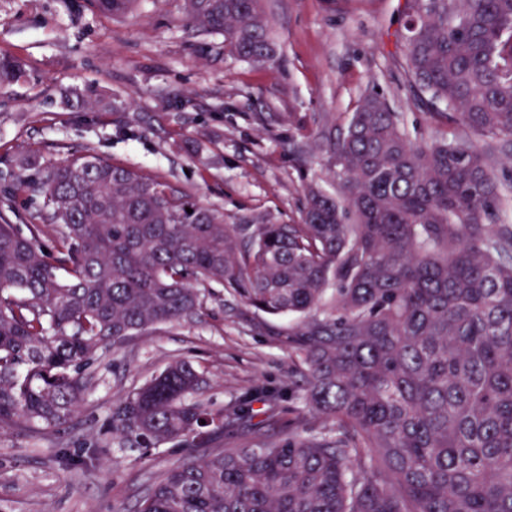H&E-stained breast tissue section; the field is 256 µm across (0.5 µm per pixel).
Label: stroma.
<instances>
[{
	"label": "stroma",
	"mask_w": 512,
	"mask_h": 512,
	"mask_svg": "<svg viewBox=\"0 0 512 512\" xmlns=\"http://www.w3.org/2000/svg\"><path fill=\"white\" fill-rule=\"evenodd\" d=\"M266 5L278 54L258 67L188 27L183 0H141L122 17L67 0H0V51L25 64L0 96V170L30 152L44 164L89 152L171 183L222 210L225 223L297 224L305 185L334 190L317 131L343 127L363 97L384 96L425 136L453 134L408 82L406 0ZM297 142L313 146L301 162ZM287 331V319L260 318L216 289L205 291L194 320L109 349L69 428L42 440L0 432V512H135L158 474L186 453L114 443L113 399L175 359L204 372L199 397L215 410L252 388L287 386L297 371L281 344ZM85 442L97 447L98 463L63 469L58 450Z\"/></svg>",
	"instance_id": "35a3bbf8"
}]
</instances>
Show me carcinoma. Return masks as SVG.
Instances as JSON below:
<instances>
[{
  "mask_svg": "<svg viewBox=\"0 0 512 512\" xmlns=\"http://www.w3.org/2000/svg\"><path fill=\"white\" fill-rule=\"evenodd\" d=\"M84 2L109 16L137 5ZM184 12L228 53L274 63L265 0H184ZM404 30L411 86L474 139L413 135L368 95L340 134L319 131L341 196L308 188L300 224L229 225L169 182L93 155L11 161L0 429L62 428L100 350L197 317L200 287L220 288L295 318L288 351L305 369L288 408L264 393L288 437L205 452L254 426V397L214 411L197 397L203 374L175 361L108 420L124 446L186 452L137 512H512V224L490 163L493 141L512 138V0H411ZM23 73L0 53L1 90ZM311 416L328 425L304 437Z\"/></svg>",
  "mask_w": 512,
  "mask_h": 512,
  "instance_id": "cac0c4a2",
  "label": "carcinoma"
}]
</instances>
